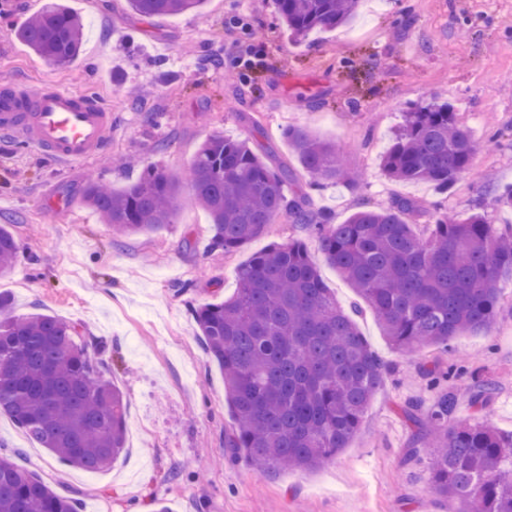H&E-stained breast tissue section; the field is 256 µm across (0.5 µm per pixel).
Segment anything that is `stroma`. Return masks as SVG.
Here are the masks:
<instances>
[{
    "label": "stroma",
    "mask_w": 512,
    "mask_h": 512,
    "mask_svg": "<svg viewBox=\"0 0 512 512\" xmlns=\"http://www.w3.org/2000/svg\"><path fill=\"white\" fill-rule=\"evenodd\" d=\"M45 0L0 5V88L56 80L100 96L115 116L112 145L97 161L59 167L35 149L0 140V212L21 251L0 276L15 315L43 312L81 324L105 347L108 376L123 393L126 440L108 468L87 472L59 462L0 414V457L79 500L82 512H457L433 493L429 449L409 456L412 428L400 408L429 411L442 395L453 422L475 413V382L497 392L480 413L512 433V280L504 279L490 332L463 334L450 351L412 355L385 341L370 306L324 262L318 238L279 216L267 233L226 253L212 249L208 214L183 186L173 224L158 233L111 235L84 201L89 180L121 189L143 168L189 169L210 136L248 140L272 169L288 168L286 194H308L313 210L343 223L361 208L415 201L414 231L429 235L428 213L485 214L512 232V210L495 205L512 183V0H361L348 24L295 40L274 0H206L201 12L142 20L128 0H62L82 17L78 57L58 66L15 36ZM438 99L453 105L476 151L449 192L403 184L381 157L404 112ZM301 127L335 143L364 174L357 186L309 189L285 131ZM304 243L336 302L388 366L358 432L335 460L311 471L264 473L230 457L233 416L224 375L196 335L192 307L231 297L237 271L269 245ZM460 365L430 386L423 371Z\"/></svg>",
    "instance_id": "obj_1"
}]
</instances>
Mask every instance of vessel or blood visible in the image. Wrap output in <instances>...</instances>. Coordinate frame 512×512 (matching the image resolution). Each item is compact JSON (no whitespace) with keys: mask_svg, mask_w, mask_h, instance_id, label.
<instances>
[{"mask_svg":"<svg viewBox=\"0 0 512 512\" xmlns=\"http://www.w3.org/2000/svg\"><path fill=\"white\" fill-rule=\"evenodd\" d=\"M112 114L95 95L49 85L32 95L0 90V139L34 147L55 165L99 157L112 141Z\"/></svg>","mask_w":512,"mask_h":512,"instance_id":"vessel-or-blood-1","label":"vessel or blood"}]
</instances>
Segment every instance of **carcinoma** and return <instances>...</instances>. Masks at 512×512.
<instances>
[{
  "label": "carcinoma",
  "mask_w": 512,
  "mask_h": 512,
  "mask_svg": "<svg viewBox=\"0 0 512 512\" xmlns=\"http://www.w3.org/2000/svg\"><path fill=\"white\" fill-rule=\"evenodd\" d=\"M204 2L129 0L147 20L197 11ZM358 2L274 0L295 39L350 22ZM82 27L79 15L49 0L15 35L63 65L78 55ZM286 137L313 185L356 184L335 146L303 128ZM475 150L453 106L432 99L405 113L383 168L397 182L432 183L446 192ZM187 181L209 215L214 250L243 248L282 214L315 234L326 260L369 304L402 355L428 345L446 349L462 332L493 327L503 276L512 275V234L483 215L459 219L436 210L431 233L421 237L404 219L413 203L395 199L329 224L307 196H286L284 171L265 164L247 141L221 135L199 147ZM181 182L154 166L118 193L93 179L85 196L112 232H157L173 223ZM20 249L10 226L1 224L0 274L12 269ZM237 281L232 297L193 310L203 349L224 373L235 421L224 447L266 473L321 467L358 431L385 365L336 304L302 243L270 245L239 268ZM101 348L77 323L12 315L0 293V413L59 461L87 471L109 467L125 445L123 395L106 378ZM417 408L404 413L420 428L419 439L433 445V488L457 500L458 512H512V434L478 418L448 425L454 404L446 394L423 419ZM0 512H80V503L0 459Z\"/></svg>",
  "instance_id": "cac0c4a2"
}]
</instances>
